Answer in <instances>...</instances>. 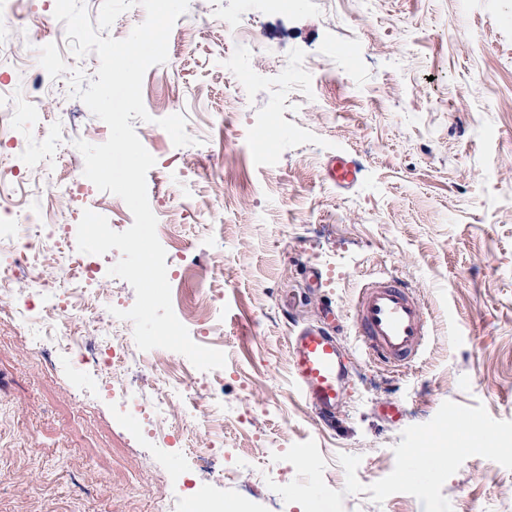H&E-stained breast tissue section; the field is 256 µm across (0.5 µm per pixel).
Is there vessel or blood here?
Instances as JSON below:
<instances>
[{"instance_id":"vessel-or-blood-1","label":"vessel or blood","mask_w":512,"mask_h":512,"mask_svg":"<svg viewBox=\"0 0 512 512\" xmlns=\"http://www.w3.org/2000/svg\"><path fill=\"white\" fill-rule=\"evenodd\" d=\"M326 176L344 187L355 181L357 168L347 159L335 158L327 162ZM354 320L359 346L373 363H411L427 334L420 300L397 280L366 283L357 297ZM289 355L298 392L318 421L333 423L350 390L347 358L336 336L322 326L303 327L290 338Z\"/></svg>"}]
</instances>
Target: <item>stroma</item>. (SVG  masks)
I'll use <instances>...</instances> for the list:
<instances>
[{
	"label": "stroma",
	"instance_id": "1",
	"mask_svg": "<svg viewBox=\"0 0 512 512\" xmlns=\"http://www.w3.org/2000/svg\"><path fill=\"white\" fill-rule=\"evenodd\" d=\"M55 4L0 10V72L40 93L37 120L17 110L0 167L27 157L39 128L66 121L26 181L49 223L91 210L122 232L131 211L84 176L74 146L110 134L71 94L70 72L94 78L99 58L48 34ZM59 56L68 74L54 70ZM142 96L150 119L131 123L156 160L147 193L166 226L172 308L195 343L226 356L223 380L195 379L224 438V480L195 471L182 433L150 447L100 373L34 349L3 296L0 512H184L197 491L224 512H303L273 490L296 477L272 459L293 444L315 441L325 483L340 490L339 455L360 456L357 478L372 485L393 470L403 431L443 402L512 421V0H190ZM171 111L192 144L175 146L159 126ZM336 154L360 169L351 187L325 176ZM312 268L322 287L309 286ZM389 276L416 291L428 323L401 368L370 363L353 320L362 284ZM199 292L207 308L192 319L183 304ZM328 307L352 394L325 426L292 383L288 345ZM385 401L405 418L383 419ZM442 494L452 512H512V470L470 457ZM344 512L424 508L405 493L378 504L363 492Z\"/></svg>",
	"mask_w": 512,
	"mask_h": 512
}]
</instances>
